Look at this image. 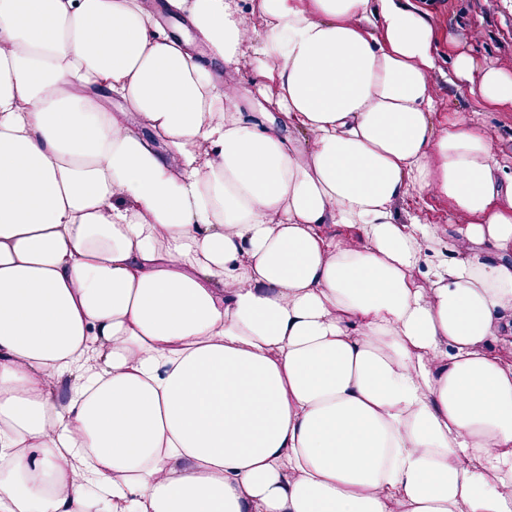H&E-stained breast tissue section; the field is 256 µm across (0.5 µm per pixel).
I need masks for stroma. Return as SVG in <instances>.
I'll return each mask as SVG.
<instances>
[{"mask_svg": "<svg viewBox=\"0 0 512 512\" xmlns=\"http://www.w3.org/2000/svg\"><path fill=\"white\" fill-rule=\"evenodd\" d=\"M426 12L437 33L434 45L436 92L441 110L452 109L474 114L484 128L492 147L501 155L512 156V106L487 112L478 108L470 93L482 72L474 70L467 81L449 84L452 57L459 52L475 56L480 64L512 71V0H412ZM419 215L426 223L443 225L446 230L464 223L448 200L420 199L412 195L399 201V220Z\"/></svg>", "mask_w": 512, "mask_h": 512, "instance_id": "stroma-1", "label": "stroma"}]
</instances>
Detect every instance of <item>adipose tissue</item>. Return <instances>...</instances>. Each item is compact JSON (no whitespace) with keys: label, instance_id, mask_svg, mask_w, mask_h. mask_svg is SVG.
Masks as SVG:
<instances>
[{"label":"adipose tissue","instance_id":"obj_1","mask_svg":"<svg viewBox=\"0 0 512 512\" xmlns=\"http://www.w3.org/2000/svg\"><path fill=\"white\" fill-rule=\"evenodd\" d=\"M164 8L0 0V512H512V160L431 23ZM418 214L427 224H443L448 230V237L454 235L455 225L466 223V218L456 212L446 199H420L412 195L399 201L397 215L400 221H405L409 215Z\"/></svg>","mask_w":512,"mask_h":512}]
</instances>
